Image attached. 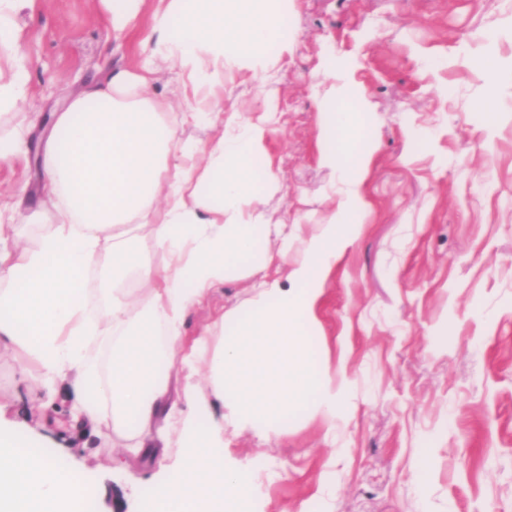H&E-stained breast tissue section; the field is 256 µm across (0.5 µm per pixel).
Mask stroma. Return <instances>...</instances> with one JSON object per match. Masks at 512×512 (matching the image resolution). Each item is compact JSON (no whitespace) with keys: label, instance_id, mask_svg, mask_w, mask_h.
Returning a JSON list of instances; mask_svg holds the SVG:
<instances>
[{"label":"stroma","instance_id":"1","mask_svg":"<svg viewBox=\"0 0 512 512\" xmlns=\"http://www.w3.org/2000/svg\"><path fill=\"white\" fill-rule=\"evenodd\" d=\"M160 0L122 40L111 0H26L16 14L31 63L27 111L46 119L86 86L137 70ZM266 48V89L245 65L224 67L225 113L268 114V161L280 186L269 209L315 232L334 207L335 171L320 162L324 91L355 85L376 145L354 221L316 307L312 349L350 399L336 419L300 410L285 435L226 431L228 463L253 472L254 512H512V0H288ZM177 68L155 59L149 96L184 137ZM495 96L494 119L479 112ZM27 186L53 224L33 156L0 166V195ZM235 276L186 323L246 311ZM0 352V433L79 473L89 512H141L165 462L119 453L107 431L71 426L67 388L26 390ZM426 477H419V467Z\"/></svg>","mask_w":512,"mask_h":512}]
</instances>
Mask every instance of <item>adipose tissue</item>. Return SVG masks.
<instances>
[{
  "instance_id": "1",
  "label": "adipose tissue",
  "mask_w": 512,
  "mask_h": 512,
  "mask_svg": "<svg viewBox=\"0 0 512 512\" xmlns=\"http://www.w3.org/2000/svg\"><path fill=\"white\" fill-rule=\"evenodd\" d=\"M15 2L0 0V117L29 95ZM280 13L281 0H170L154 49L180 71L188 118L205 120L215 137L187 143L161 119L146 63L88 85L55 113L40 154L55 210L45 232L3 248L21 228L14 203L0 204V345L37 365L41 388L66 385L73 418L110 429L144 462L180 450L143 512H251L250 475L224 460L225 423L267 439L297 410L332 414L347 403L346 385L316 366L311 339L328 277L362 230L353 216L375 150L364 99L342 98L329 115L342 147L321 161L336 171L337 203L292 263L288 226L264 208L253 180L267 125L225 115L217 100L199 110L194 94L223 80L227 63L263 64ZM144 235L163 265L139 253ZM276 262L290 264L286 280L262 282L246 318L219 314L184 342L196 304L230 276L250 278ZM79 484L78 473L28 441L0 442V512H74Z\"/></svg>"
}]
</instances>
